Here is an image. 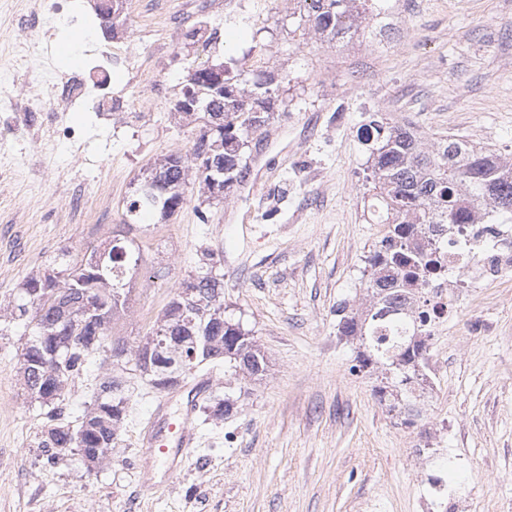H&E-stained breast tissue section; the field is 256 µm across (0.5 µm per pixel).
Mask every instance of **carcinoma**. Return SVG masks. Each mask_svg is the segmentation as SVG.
Segmentation results:
<instances>
[{"label": "carcinoma", "instance_id": "obj_1", "mask_svg": "<svg viewBox=\"0 0 512 512\" xmlns=\"http://www.w3.org/2000/svg\"><path fill=\"white\" fill-rule=\"evenodd\" d=\"M354 3L311 0L309 22L334 39L352 27ZM232 78L239 97L253 99L262 115L226 97L224 105L233 111L224 113V132H213L212 115L205 111L213 99L211 86L205 81L194 88L204 126L189 154H171L157 165L164 189L150 196L142 192L129 203L108 248L80 259L65 249L55 253L44 272L20 284L14 305L0 315V336L17 331L26 337L19 363L25 391L46 409L39 447L49 465L73 451L87 461L103 460L127 416L129 398L114 375L117 369H130L152 383L161 364L173 363L186 376L205 363H229L251 376L266 370L264 355L249 333L213 318L224 308V289L209 272L183 280L182 285L194 289L191 298L174 295L160 324L139 343L129 345L110 336L112 318L126 303V275L142 262V245L129 234L156 211L166 218L168 203L185 202L190 166H195L200 187L211 190L213 172L198 159L224 161V183L237 180L245 138L261 129L260 120L271 119L270 108L248 89L251 85L270 93L268 77L237 73L225 80ZM365 135L379 141L371 164L373 198L388 230L367 258L370 273L364 288L370 305L365 310L338 308L339 331L362 341L364 350L357 353L352 369L380 368L390 374L392 387L408 394L416 390L435 311L425 303L413 310L398 296L410 283L426 282L438 270L441 257L430 241L444 234V226L472 223L474 212L484 205L498 215H512V170L493 151L474 149L455 138L425 148L413 130L385 127L379 121ZM93 335L98 339L92 340ZM100 352L105 358L93 378L92 403L72 421L66 414L72 383L86 374L90 358Z\"/></svg>", "mask_w": 512, "mask_h": 512}]
</instances>
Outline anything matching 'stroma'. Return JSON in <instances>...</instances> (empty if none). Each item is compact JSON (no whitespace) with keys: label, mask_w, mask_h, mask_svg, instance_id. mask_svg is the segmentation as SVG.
Instances as JSON below:
<instances>
[{"label":"stroma","mask_w":512,"mask_h":512,"mask_svg":"<svg viewBox=\"0 0 512 512\" xmlns=\"http://www.w3.org/2000/svg\"><path fill=\"white\" fill-rule=\"evenodd\" d=\"M386 39L370 4L336 42L315 32L307 0H131L118 32L100 26L93 0L75 17L47 15L16 93L38 99L44 70L70 71L95 47L130 49L139 81L112 72L123 111L111 120L82 107L66 114L81 142L11 136L0 149V311L18 283L65 249L105 244L151 163L186 153L196 117L173 113L188 71L222 64L274 76L273 117L251 134L238 181L219 198L198 183L173 216L151 218L143 267L112 324L113 339L150 335L179 283L211 271L224 283V318L264 353L263 375L207 367L194 424L200 445L173 476L150 486L141 437L161 399L125 370L127 416L102 463L69 454L49 466L44 419L23 389L19 334L0 336V512H434L442 483L471 512H512V273L477 289L439 339L433 390L419 416L375 393L378 370L353 371L358 342L339 331L336 307L368 304L365 258L387 227L371 206L372 121L409 125L424 146L440 136L494 151L512 164V0H383ZM208 21V40L191 38ZM88 39L73 46L69 35ZM103 185V224L73 220V182ZM229 397V415L215 416Z\"/></svg>","instance_id":"35a3bbf8"}]
</instances>
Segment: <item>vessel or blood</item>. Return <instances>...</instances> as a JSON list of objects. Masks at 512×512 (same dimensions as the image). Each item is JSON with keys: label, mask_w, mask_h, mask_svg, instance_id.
Wrapping results in <instances>:
<instances>
[{"label": "vessel or blood", "mask_w": 512, "mask_h": 512, "mask_svg": "<svg viewBox=\"0 0 512 512\" xmlns=\"http://www.w3.org/2000/svg\"><path fill=\"white\" fill-rule=\"evenodd\" d=\"M208 388V381L194 380L182 398L180 413L176 415L169 413L166 403H159L144 434V447L150 448L158 459L171 465L177 464L187 449L196 447L197 434L192 427L193 415Z\"/></svg>", "instance_id": "b4317fda"}]
</instances>
